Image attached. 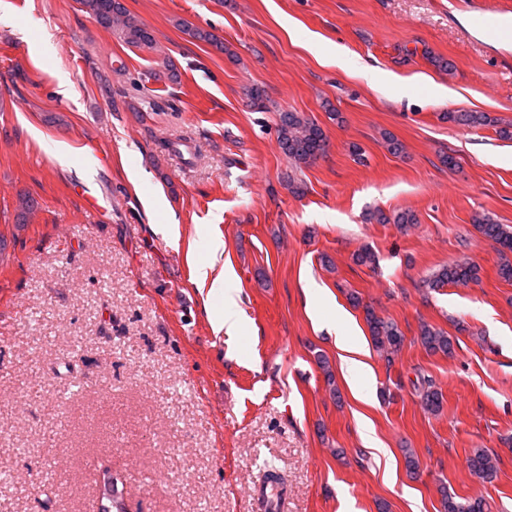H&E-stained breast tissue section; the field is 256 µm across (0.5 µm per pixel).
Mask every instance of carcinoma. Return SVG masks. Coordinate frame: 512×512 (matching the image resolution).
Returning <instances> with one entry per match:
<instances>
[{
	"mask_svg": "<svg viewBox=\"0 0 512 512\" xmlns=\"http://www.w3.org/2000/svg\"><path fill=\"white\" fill-rule=\"evenodd\" d=\"M85 11L103 29L116 34L125 44L138 49L158 51L157 40L152 31L134 15L123 0H81ZM180 25L191 37L211 46L215 51L227 55L231 59L237 55L231 51L213 32L193 26L187 21ZM149 78L156 82L174 81L176 74L167 57L157 62V68L149 73ZM448 121L471 128L492 126L499 129V135L512 138V125H504L488 112H449L445 115ZM279 145L285 156L296 167L307 166L324 156L328 141L322 127L302 112L288 109L279 110L277 124ZM38 203L31 197L21 198L15 214V223L26 224ZM379 224H412L415 215L406 212H395L391 215L379 211L374 216ZM473 224L485 237L497 244L499 255V274L507 279L512 278V229L497 224L485 215L477 213L472 218ZM480 278V268L472 263L448 264L436 270L428 281V287L439 288L446 284H466ZM349 300L356 307H363L365 321L368 325L373 345L382 353L386 360H391L403 343V335L398 325L378 316L369 306L361 305L359 297L350 295ZM418 340L422 347L431 354L449 355L453 349V339L440 329L429 324L420 326ZM420 398L425 408L433 414L443 408V394L430 380L421 384ZM468 468L478 481L491 483L498 477L499 466L497 455L485 448H475L467 458ZM440 512H492L491 504L481 497H461L452 494L447 488H440Z\"/></svg>",
	"mask_w": 512,
	"mask_h": 512,
	"instance_id": "1",
	"label": "carcinoma"
}]
</instances>
